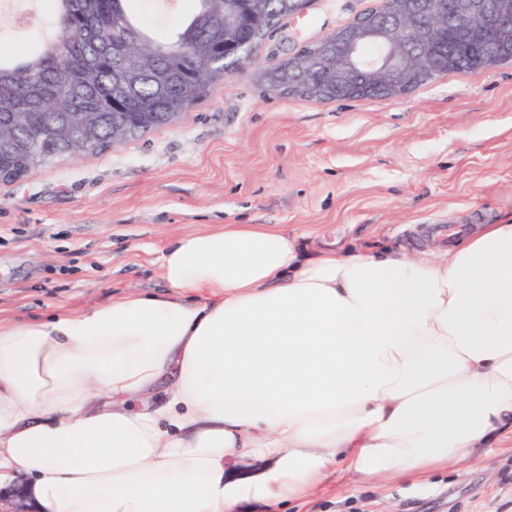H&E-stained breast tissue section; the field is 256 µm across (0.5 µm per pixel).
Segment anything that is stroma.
I'll return each instance as SVG.
<instances>
[{
	"label": "stroma",
	"instance_id": "obj_1",
	"mask_svg": "<svg viewBox=\"0 0 512 512\" xmlns=\"http://www.w3.org/2000/svg\"><path fill=\"white\" fill-rule=\"evenodd\" d=\"M374 3L311 0L175 124L0 180V316L75 312L156 289L167 241L210 224L405 248L418 224L511 221L512 63L442 75L397 100H304L257 82ZM131 6L161 38L192 0ZM45 12L44 0L0 8V52L30 51ZM288 512H512V445L483 463L374 487L334 475Z\"/></svg>",
	"mask_w": 512,
	"mask_h": 512
}]
</instances>
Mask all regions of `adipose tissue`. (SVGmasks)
I'll use <instances>...</instances> for the list:
<instances>
[{
    "label": "adipose tissue",
    "mask_w": 512,
    "mask_h": 512,
    "mask_svg": "<svg viewBox=\"0 0 512 512\" xmlns=\"http://www.w3.org/2000/svg\"><path fill=\"white\" fill-rule=\"evenodd\" d=\"M159 268V292L0 318V488L34 512H239L512 439V222L417 254L225 224Z\"/></svg>",
    "instance_id": "obj_1"
}]
</instances>
